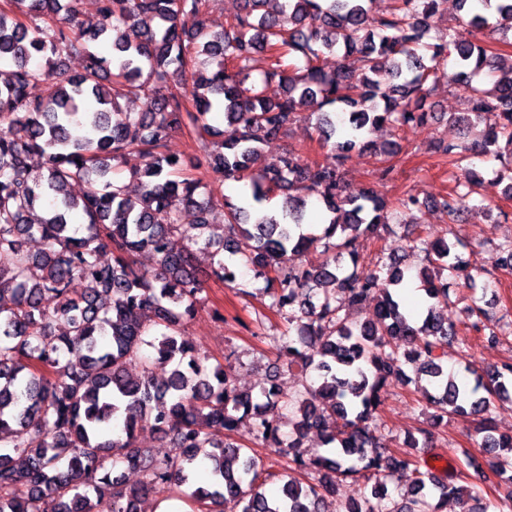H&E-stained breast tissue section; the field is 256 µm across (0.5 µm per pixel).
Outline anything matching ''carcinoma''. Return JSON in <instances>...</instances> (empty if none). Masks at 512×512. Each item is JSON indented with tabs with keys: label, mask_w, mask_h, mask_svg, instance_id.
Listing matches in <instances>:
<instances>
[{
	"label": "carcinoma",
	"mask_w": 512,
	"mask_h": 512,
	"mask_svg": "<svg viewBox=\"0 0 512 512\" xmlns=\"http://www.w3.org/2000/svg\"><path fill=\"white\" fill-rule=\"evenodd\" d=\"M445 2L389 0L379 13L373 0H240L213 29L208 0H98L97 23L85 29L75 25L79 0H5L0 60L13 69L0 73V512H139L150 495L190 501L198 512H224L229 503L240 512H329L327 498L347 479L360 496L340 512H442L450 495L462 512H512V436L492 426L497 406L512 404V361L478 371L470 341L439 313L451 286L478 288V271L457 253L466 244L456 232L409 241L423 254L426 296L424 314L410 319L398 298L400 259L369 267L362 252L380 227L410 223L429 201L409 193L394 207L372 186L351 188L342 173L358 149L379 157V180L393 177L397 150L376 147L370 134L433 122L430 99L451 63L470 111L448 116L467 140L436 145L458 171L438 204L453 223L469 207L482 180L476 158L501 161L496 178L512 196V66L482 44L430 36ZM484 3L495 26L512 31V0ZM182 15L197 18L196 27H181ZM489 17L474 14L468 25L481 30ZM98 41L110 43L111 57L92 47ZM69 50L84 58L74 75L61 64ZM327 53L336 56L332 71L320 64ZM39 56L46 67L31 66ZM131 97L144 98L145 108L112 124ZM212 112L235 127L218 144L221 131L206 122ZM305 116L315 117L326 159L289 149L254 171L262 146ZM182 129L198 132L211 181L242 182L254 202L223 198L219 235H205L213 201L197 199L201 180L166 150L168 135ZM130 158L139 160L129 168L135 194L114 177ZM79 182L87 190L74 195ZM275 192L277 214L262 207ZM312 199L325 216L319 234L304 227ZM76 212L85 219L79 226L71 223ZM241 233L253 241L243 256ZM34 236L43 243L38 254L24 247ZM199 243L203 275L192 250ZM311 250L325 261H297ZM145 251L156 268L139 265ZM492 255L494 266L512 269V240ZM241 266L264 282L267 308L286 322L273 342L305 375L295 395L275 383L258 396L239 388L235 366L204 365L184 336L204 302L202 276L230 286ZM479 302L471 295L466 318L494 343ZM365 303L375 317L352 320L346 308ZM393 336L403 350L387 346ZM451 344L473 382L448 372ZM412 382L422 383L434 424L448 414L473 417L483 461L467 456L464 483L421 468L413 449L432 443L428 428L408 434L402 451L380 443L388 389ZM244 421L282 471L231 441ZM145 428L173 453L158 458L138 447ZM311 435L324 452L303 449ZM119 465L140 469L142 480L122 484L112 475ZM302 473L313 480L301 482ZM397 476L409 484L394 500L388 482ZM275 479L277 492L266 493ZM495 484L509 491L492 503L485 490Z\"/></svg>",
	"instance_id": "cac0c4a2"
}]
</instances>
